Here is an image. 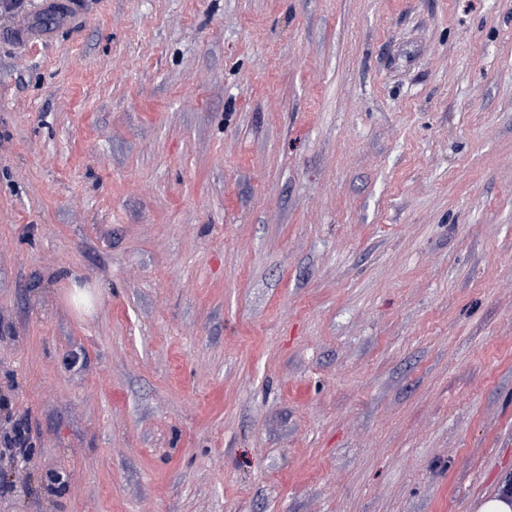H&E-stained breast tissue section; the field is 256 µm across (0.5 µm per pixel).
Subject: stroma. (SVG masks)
<instances>
[{"instance_id": "stroma-1", "label": "stroma", "mask_w": 512, "mask_h": 512, "mask_svg": "<svg viewBox=\"0 0 512 512\" xmlns=\"http://www.w3.org/2000/svg\"><path fill=\"white\" fill-rule=\"evenodd\" d=\"M0 18V512L512 481V0Z\"/></svg>"}]
</instances>
